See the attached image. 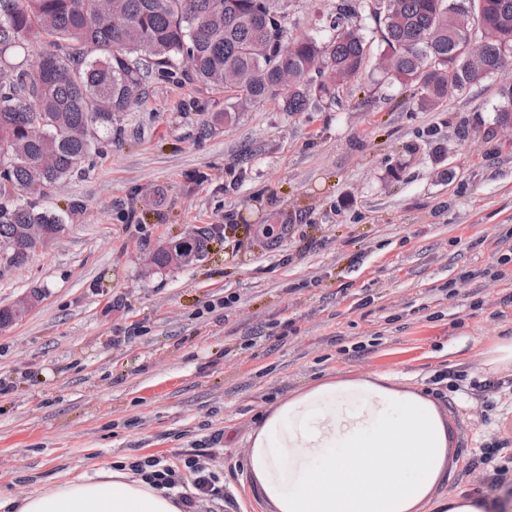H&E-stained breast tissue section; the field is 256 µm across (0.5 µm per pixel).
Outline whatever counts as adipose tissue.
Listing matches in <instances>:
<instances>
[{
    "instance_id": "ef3b65f1",
    "label": "adipose tissue",
    "mask_w": 512,
    "mask_h": 512,
    "mask_svg": "<svg viewBox=\"0 0 512 512\" xmlns=\"http://www.w3.org/2000/svg\"><path fill=\"white\" fill-rule=\"evenodd\" d=\"M250 491L267 512H424L452 457L436 402L389 374L329 378L272 406L247 437ZM9 512H184L178 491L131 469L62 476Z\"/></svg>"
}]
</instances>
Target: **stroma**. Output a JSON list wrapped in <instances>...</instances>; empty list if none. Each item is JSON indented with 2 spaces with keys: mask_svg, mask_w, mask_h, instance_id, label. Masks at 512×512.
I'll return each mask as SVG.
<instances>
[{
  "mask_svg": "<svg viewBox=\"0 0 512 512\" xmlns=\"http://www.w3.org/2000/svg\"><path fill=\"white\" fill-rule=\"evenodd\" d=\"M337 0H295L294 31L327 37ZM502 81L436 110L364 69L341 106L280 103L214 123L223 93L154 82L112 140L39 204L64 234L0 275V307L43 299L0 328V496L155 456H198L225 498L196 512H265L246 440L265 412L330 378L374 373L436 396L456 466L437 493L497 500L512 445V369L480 353L512 336V141ZM200 231L201 260L150 265ZM448 373L447 383L436 384Z\"/></svg>",
  "mask_w": 512,
  "mask_h": 512,
  "instance_id": "35a3bbf8",
  "label": "stroma"
}]
</instances>
